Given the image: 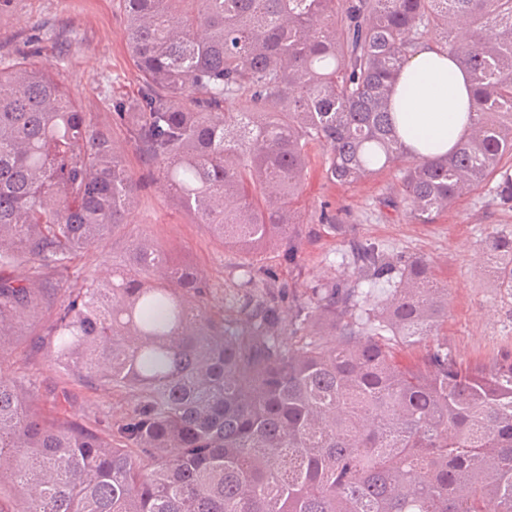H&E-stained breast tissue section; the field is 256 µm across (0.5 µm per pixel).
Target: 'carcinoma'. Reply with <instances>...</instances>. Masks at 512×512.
Returning <instances> with one entry per match:
<instances>
[{
  "label": "carcinoma",
  "instance_id": "carcinoma-1",
  "mask_svg": "<svg viewBox=\"0 0 512 512\" xmlns=\"http://www.w3.org/2000/svg\"><path fill=\"white\" fill-rule=\"evenodd\" d=\"M142 83L118 104L149 169L51 68H0V512H512V360L461 367L435 339L448 289L423 256L360 242L298 291L293 204L322 147L352 186L409 158L387 201L432 224L490 181L512 207V0H120ZM420 45L472 81L465 139L424 159L396 135L392 85ZM241 256L236 315L196 266L130 236L112 276L69 288L154 176ZM512 292V232L491 241ZM53 308L35 345L112 415L60 417L10 377L4 342ZM433 339L420 361L395 357Z\"/></svg>",
  "mask_w": 512,
  "mask_h": 512
}]
</instances>
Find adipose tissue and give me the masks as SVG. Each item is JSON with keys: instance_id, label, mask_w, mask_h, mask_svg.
I'll use <instances>...</instances> for the list:
<instances>
[{"instance_id": "obj_1", "label": "adipose tissue", "mask_w": 512, "mask_h": 512, "mask_svg": "<svg viewBox=\"0 0 512 512\" xmlns=\"http://www.w3.org/2000/svg\"><path fill=\"white\" fill-rule=\"evenodd\" d=\"M472 84L439 50L418 48L397 76L391 110L397 134L426 158L444 156L469 131Z\"/></svg>"}]
</instances>
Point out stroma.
Wrapping results in <instances>:
<instances>
[{"label":"stroma","instance_id":"stroma-1","mask_svg":"<svg viewBox=\"0 0 512 512\" xmlns=\"http://www.w3.org/2000/svg\"><path fill=\"white\" fill-rule=\"evenodd\" d=\"M22 51L50 64L84 111L94 113L122 149L133 176L145 173L129 127L114 108L136 97L141 85L127 49L119 0H0V67L11 65ZM396 183L397 171L391 168L355 186H337L326 181L319 161H312L297 203L307 237L298 257L283 251L270 260L280 281L306 285L333 275V263L357 240L424 256L448 290V320L438 338L449 352L465 366L512 358V293L498 288L492 273L495 257L485 247L489 236L512 232V208L500 207L486 186L463 196L434 223L414 224L403 208L383 203ZM325 206L338 215L342 231L320 225ZM131 234L146 235L177 259L204 269L214 288L212 304H223L236 281L239 256L225 251L159 184L141 193L126 234L84 253L72 282L111 275L112 260L124 255ZM12 360L15 376L33 377L40 392L64 379L59 367L36 350L13 354Z\"/></svg>","mask_w":512,"mask_h":512}]
</instances>
